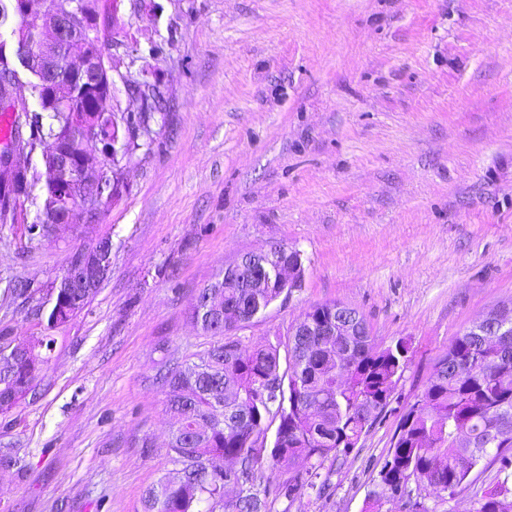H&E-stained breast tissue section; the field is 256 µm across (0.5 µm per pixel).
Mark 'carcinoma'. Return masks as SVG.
Returning <instances> with one entry per match:
<instances>
[{
  "instance_id": "1",
  "label": "carcinoma",
  "mask_w": 512,
  "mask_h": 512,
  "mask_svg": "<svg viewBox=\"0 0 512 512\" xmlns=\"http://www.w3.org/2000/svg\"><path fill=\"white\" fill-rule=\"evenodd\" d=\"M76 51L95 55L99 44L80 34L60 46L52 84L28 85L36 107L0 131L8 139L19 126L29 128L28 143L48 145L62 136L72 111L104 112V95L85 87L68 67ZM16 205L37 200L47 213L60 199L55 178L16 189ZM209 296L194 305L192 321L209 333L223 319V332L212 333L210 348L198 361L174 367L165 376L171 426L168 455L175 475L147 490L143 512H270L269 496L292 503L307 491L323 496L330 487L325 463L356 447L365 429L388 407L406 364L409 347L399 341L381 347L364 319L343 324L330 336L314 331L336 320L339 303L312 306L288 342L245 343L231 335L242 318L262 313L284 288L262 283L242 288L219 276L200 290ZM55 328L73 319L65 292L50 309H31ZM505 335L481 336L467 328L437 359L423 404L406 408L379 471L373 503L403 489L429 488L453 498L471 488L468 477L483 460L497 466L494 480L474 491L471 512H512V304L490 312ZM288 368L281 365V354ZM46 359L31 356L27 372L0 368V412L6 413L35 388ZM279 421L273 446L264 448L269 422ZM278 474L274 486L261 483L263 465Z\"/></svg>"
}]
</instances>
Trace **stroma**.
Here are the masks:
<instances>
[{
  "instance_id": "obj_1",
  "label": "stroma",
  "mask_w": 512,
  "mask_h": 512,
  "mask_svg": "<svg viewBox=\"0 0 512 512\" xmlns=\"http://www.w3.org/2000/svg\"><path fill=\"white\" fill-rule=\"evenodd\" d=\"M112 108L143 74L162 103L99 224L30 239L0 224V332L51 335L35 391L0 414V512H142L173 470L159 375L212 342L192 322L225 264L284 245L304 286L239 329L287 340L313 305L356 308L409 346L386 411L332 466L331 497L271 512H366L398 421L451 340L512 302V0H120ZM112 240V271L56 328L68 253ZM30 284L29 296L11 290ZM154 445L144 448L142 437ZM97 289L86 296L82 306L77 311L73 308L67 293L62 291L57 293L50 309L45 311L41 306H36L31 309V313L39 319L45 318L47 326L49 328H55L67 323L78 313H81L90 304L91 298Z\"/></svg>"
}]
</instances>
